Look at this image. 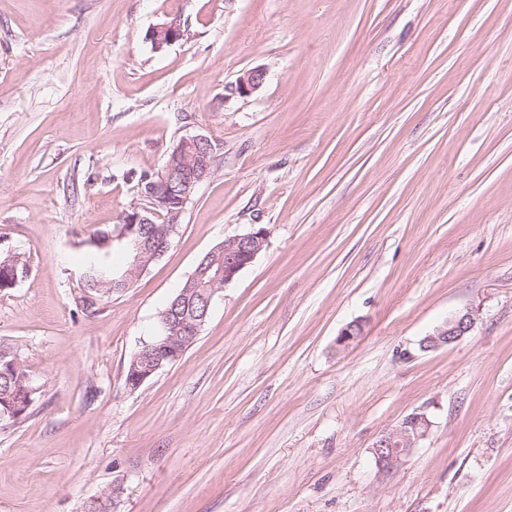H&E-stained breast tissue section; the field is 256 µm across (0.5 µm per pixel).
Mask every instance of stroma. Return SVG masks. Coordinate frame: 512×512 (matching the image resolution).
I'll return each instance as SVG.
<instances>
[{
  "label": "stroma",
  "instance_id": "stroma-1",
  "mask_svg": "<svg viewBox=\"0 0 512 512\" xmlns=\"http://www.w3.org/2000/svg\"><path fill=\"white\" fill-rule=\"evenodd\" d=\"M194 134L219 149L169 249L78 311L81 240ZM256 224L267 248L130 389L168 298ZM0 251L29 260L0 339L39 389L0 427V512H512V0H0ZM185 32V26L180 16H168L165 21L153 28L151 40L155 48L160 50L182 40ZM265 77L266 72L261 68L247 70L230 86V90L242 97L249 96L263 85ZM474 323L472 311L458 312L442 322L433 333L422 338L419 348L428 351L453 344L466 336ZM430 422L422 412L408 415L394 429L381 435L373 445L376 462L383 468H394L407 457L429 428Z\"/></svg>",
  "mask_w": 512,
  "mask_h": 512
}]
</instances>
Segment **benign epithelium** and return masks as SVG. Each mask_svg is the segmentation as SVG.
I'll list each match as a JSON object with an SVG mask.
<instances>
[{"label": "benign epithelium", "mask_w": 512, "mask_h": 512, "mask_svg": "<svg viewBox=\"0 0 512 512\" xmlns=\"http://www.w3.org/2000/svg\"><path fill=\"white\" fill-rule=\"evenodd\" d=\"M184 36L185 26L178 15L167 17L151 32V40L159 50L182 40ZM265 77L266 72L261 68L247 70L230 86V90L242 97L249 96L263 85ZM209 144L210 138L205 135L182 137L173 146L163 169L148 184L140 186L138 196L142 202L124 212L123 225L112 238L117 245L127 248L133 254L130 268L112 275L113 290L128 287L131 278L145 271L152 261L161 257L169 248L191 195L199 183L213 174ZM164 199L172 201L175 209L169 213L171 226L167 234L162 240L156 241L146 234V230L148 225L154 223L153 206ZM268 239L267 228L259 227L243 235L227 238L214 248L179 290L173 308L162 314L161 334L155 337L156 343L137 351L133 361L146 359L153 373L164 368L168 358L162 352L173 344L175 337L172 333L180 328L187 335H198L218 292L216 285L231 284L265 250ZM474 323L472 311L458 312L442 322L433 333L422 338L419 348L428 351L453 344L466 336ZM361 335L362 326L358 323L350 324L338 334L336 345L347 348ZM429 425L424 413L414 412L396 428L381 435L373 445L377 464L383 468L397 466L426 436Z\"/></svg>", "instance_id": "obj_1"}]
</instances>
